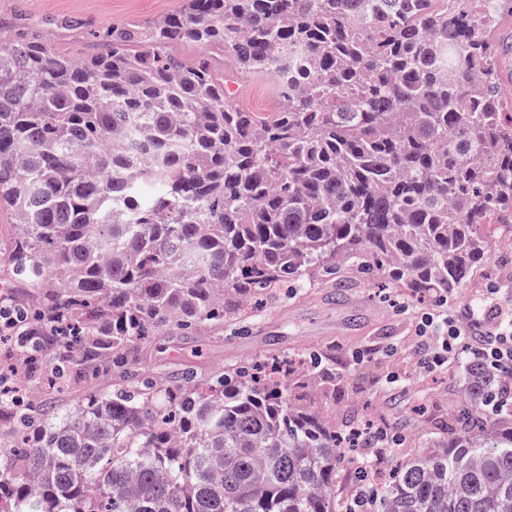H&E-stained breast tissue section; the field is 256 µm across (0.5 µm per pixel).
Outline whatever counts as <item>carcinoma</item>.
<instances>
[{
    "label": "carcinoma",
    "mask_w": 512,
    "mask_h": 512,
    "mask_svg": "<svg viewBox=\"0 0 512 512\" xmlns=\"http://www.w3.org/2000/svg\"><path fill=\"white\" fill-rule=\"evenodd\" d=\"M512 0H184L99 32L91 55L30 29L0 45L3 243L36 289L25 354L54 345L119 385L65 413L0 392L14 512H336L343 437L297 406L302 375L228 366L158 382L163 332L245 316L285 284L364 275L448 297L512 239ZM208 49L187 60L177 48ZM270 117L234 75L276 77ZM479 359L442 450L380 478L379 512H512V419Z\"/></svg>",
    "instance_id": "cac0c4a2"
}]
</instances>
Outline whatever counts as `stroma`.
<instances>
[{"instance_id": "stroma-1", "label": "stroma", "mask_w": 512, "mask_h": 512, "mask_svg": "<svg viewBox=\"0 0 512 512\" xmlns=\"http://www.w3.org/2000/svg\"><path fill=\"white\" fill-rule=\"evenodd\" d=\"M183 0H0V31L5 36L35 26L48 32L57 48L87 54L94 32L121 21L144 22L176 10ZM512 289V244L464 287L456 299L465 306L489 285ZM431 302H417L389 288H375L363 278L351 280L341 299L324 287L305 288L295 296L258 309L253 316L208 330L198 336H156L139 354L141 367L165 381L193 369L205 375L226 365L259 360L272 354L336 351V388L316 384L306 405L319 410L331 425L344 428L350 419L386 421L401 434L399 454L386 459L391 470L401 458L434 450L443 428L456 417L453 389L462 385L468 359L445 372H426L417 365L415 327ZM109 375L90 372L72 376L62 386L50 385L36 373L25 380V404L64 412L91 393L114 388Z\"/></svg>"}]
</instances>
